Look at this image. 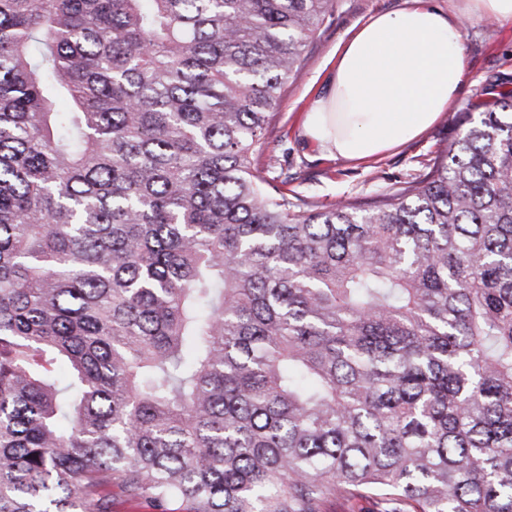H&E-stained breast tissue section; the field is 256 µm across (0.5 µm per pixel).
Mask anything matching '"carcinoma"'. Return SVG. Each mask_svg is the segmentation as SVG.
<instances>
[{
    "instance_id": "obj_1",
    "label": "carcinoma",
    "mask_w": 512,
    "mask_h": 512,
    "mask_svg": "<svg viewBox=\"0 0 512 512\" xmlns=\"http://www.w3.org/2000/svg\"><path fill=\"white\" fill-rule=\"evenodd\" d=\"M337 0H0V512H512V89L370 203L265 177ZM355 510L373 511L375 507L371 499L354 498V499H339L333 498L326 502L322 507V512H351Z\"/></svg>"
}]
</instances>
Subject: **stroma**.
I'll return each mask as SVG.
<instances>
[{
  "label": "stroma",
  "instance_id": "1",
  "mask_svg": "<svg viewBox=\"0 0 512 512\" xmlns=\"http://www.w3.org/2000/svg\"><path fill=\"white\" fill-rule=\"evenodd\" d=\"M403 3L338 0L334 17L307 48L298 71L281 92L269 148L278 159L279 169L288 172L290 190L316 206L327 207L343 199L370 200L422 173L437 148L455 141L470 104L480 101L482 88L499 75L512 79V23L473 18L466 21L462 31L467 79L461 99L420 138L365 163L333 158L323 147L305 139L301 134L304 116L324 87L342 39L369 17L396 10Z\"/></svg>",
  "mask_w": 512,
  "mask_h": 512
}]
</instances>
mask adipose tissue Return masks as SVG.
<instances>
[{"mask_svg": "<svg viewBox=\"0 0 512 512\" xmlns=\"http://www.w3.org/2000/svg\"><path fill=\"white\" fill-rule=\"evenodd\" d=\"M512 22V0H405L342 40L328 86L305 115L304 135L335 157L365 161L410 142L458 103L466 76L462 26Z\"/></svg>", "mask_w": 512, "mask_h": 512, "instance_id": "1", "label": "adipose tissue"}]
</instances>
